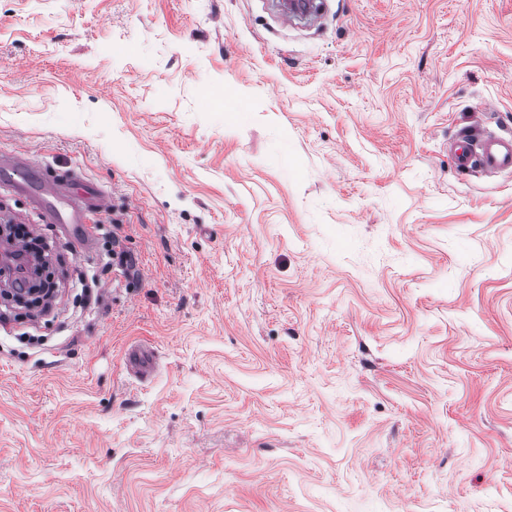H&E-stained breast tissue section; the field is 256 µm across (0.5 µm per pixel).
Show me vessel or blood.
Instances as JSON below:
<instances>
[{
    "instance_id": "1",
    "label": "vessel or blood",
    "mask_w": 512,
    "mask_h": 512,
    "mask_svg": "<svg viewBox=\"0 0 512 512\" xmlns=\"http://www.w3.org/2000/svg\"><path fill=\"white\" fill-rule=\"evenodd\" d=\"M453 160L460 170L478 168L490 173L512 171V135L484 133L477 138L464 137L454 146ZM0 188L24 197L42 223L58 224L77 253L95 246V227L90 214L107 206V197L99 188L84 183L75 170L48 173L38 160L23 154H0ZM126 364L134 376L149 379L155 369L152 352L142 345L129 346Z\"/></svg>"
}]
</instances>
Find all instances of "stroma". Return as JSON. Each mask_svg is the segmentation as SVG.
I'll list each match as a JSON object with an SVG mask.
<instances>
[{
  "mask_svg": "<svg viewBox=\"0 0 512 512\" xmlns=\"http://www.w3.org/2000/svg\"><path fill=\"white\" fill-rule=\"evenodd\" d=\"M330 5L0 0V153L136 262L0 326V512H512V0ZM452 158L462 171L473 168L490 173L512 171V135L485 132L477 138L463 137L455 143ZM128 371L141 380L149 379L155 369L152 351L143 345H131L126 354Z\"/></svg>",
  "mask_w": 512,
  "mask_h": 512,
  "instance_id": "35a3bbf8",
  "label": "stroma"
}]
</instances>
